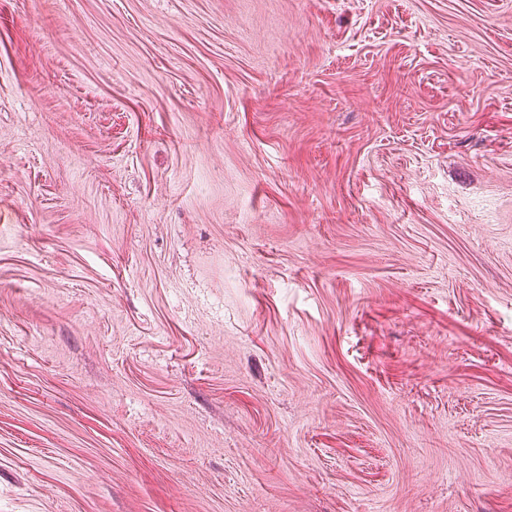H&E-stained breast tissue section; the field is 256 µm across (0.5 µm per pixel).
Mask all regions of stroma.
Returning <instances> with one entry per match:
<instances>
[{
	"instance_id": "1",
	"label": "stroma",
	"mask_w": 512,
	"mask_h": 512,
	"mask_svg": "<svg viewBox=\"0 0 512 512\" xmlns=\"http://www.w3.org/2000/svg\"><path fill=\"white\" fill-rule=\"evenodd\" d=\"M0 512H512V0H0Z\"/></svg>"
}]
</instances>
